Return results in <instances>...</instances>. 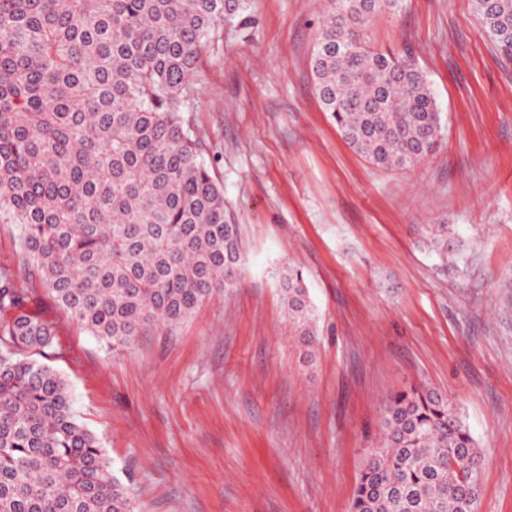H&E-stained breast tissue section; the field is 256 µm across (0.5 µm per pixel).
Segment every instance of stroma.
I'll return each instance as SVG.
<instances>
[{
    "mask_svg": "<svg viewBox=\"0 0 512 512\" xmlns=\"http://www.w3.org/2000/svg\"><path fill=\"white\" fill-rule=\"evenodd\" d=\"M328 0H251L191 78L201 160L239 226V287L114 352L78 325L0 223V267L56 327L37 355L68 382L139 512H350L384 400L410 386L454 403L481 452L480 512H512V53L474 0H404L373 19L409 48L442 115L407 169L370 164L316 94ZM467 241L440 259L424 239ZM301 271L316 311L306 350L279 276Z\"/></svg>",
    "mask_w": 512,
    "mask_h": 512,
    "instance_id": "1",
    "label": "stroma"
}]
</instances>
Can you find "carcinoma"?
I'll list each match as a JSON object with an SVG mask.
<instances>
[{
	"label": "carcinoma",
	"mask_w": 512,
	"mask_h": 512,
	"mask_svg": "<svg viewBox=\"0 0 512 512\" xmlns=\"http://www.w3.org/2000/svg\"><path fill=\"white\" fill-rule=\"evenodd\" d=\"M251 0H0V219L60 307L104 346L129 349L237 286L238 225L186 124L189 82ZM312 55L315 87L345 141L380 168L438 145L441 112L404 48L375 49L367 22L403 0H329ZM512 51V0H475ZM455 230L429 245L448 253ZM307 346L314 309L302 274L281 275ZM0 269V512H136L66 379L31 359L53 327ZM381 436L350 512H479L480 448L447 396L413 388L381 409Z\"/></svg>",
	"instance_id": "1"
}]
</instances>
